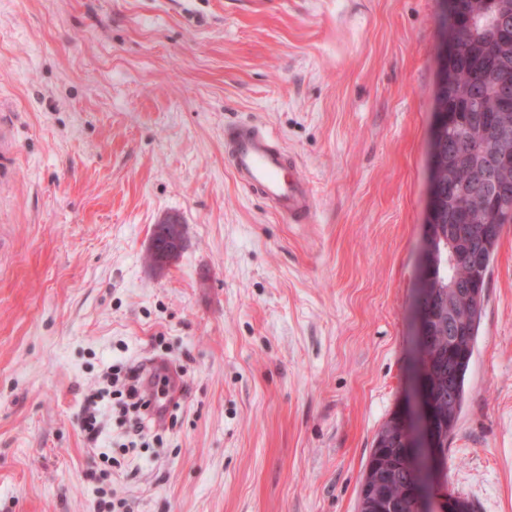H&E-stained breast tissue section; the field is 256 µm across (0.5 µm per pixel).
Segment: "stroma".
Here are the masks:
<instances>
[{
  "mask_svg": "<svg viewBox=\"0 0 512 512\" xmlns=\"http://www.w3.org/2000/svg\"><path fill=\"white\" fill-rule=\"evenodd\" d=\"M439 0H0V512H358L409 395ZM277 137L292 224L240 186L224 127ZM176 216L186 246L148 261ZM168 361L157 435L111 364ZM118 461L100 480V456ZM449 492L512 512V224L492 264ZM160 224L167 235L166 242L161 244L157 240L160 226L154 225L156 234L151 236L149 255L152 265L161 270L170 266L182 251L185 244V229L182 221L176 216H170Z\"/></svg>",
  "mask_w": 512,
  "mask_h": 512,
  "instance_id": "obj_1",
  "label": "stroma"
}]
</instances>
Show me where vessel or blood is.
<instances>
[{
	"instance_id": "obj_1",
	"label": "vessel or blood",
	"mask_w": 512,
	"mask_h": 512,
	"mask_svg": "<svg viewBox=\"0 0 512 512\" xmlns=\"http://www.w3.org/2000/svg\"><path fill=\"white\" fill-rule=\"evenodd\" d=\"M230 146L237 181L256 192L274 212L295 222L310 220L315 199L299 178L295 167L287 166L283 148L272 136L246 123L224 128Z\"/></svg>"
}]
</instances>
